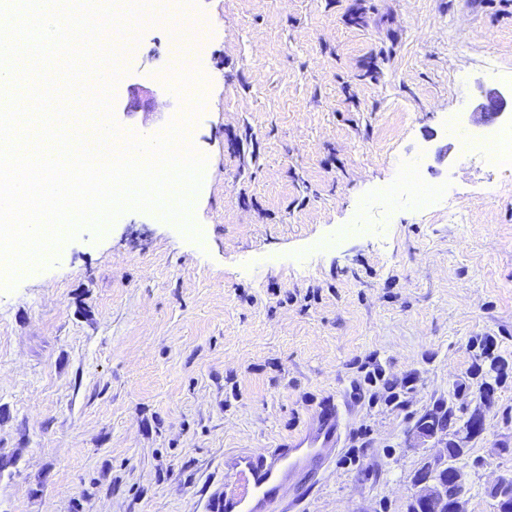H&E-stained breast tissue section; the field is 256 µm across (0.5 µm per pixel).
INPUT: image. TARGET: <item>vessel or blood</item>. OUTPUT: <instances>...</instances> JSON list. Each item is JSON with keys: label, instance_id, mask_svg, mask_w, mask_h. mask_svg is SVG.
Here are the masks:
<instances>
[{"label": "vessel or blood", "instance_id": "1", "mask_svg": "<svg viewBox=\"0 0 512 512\" xmlns=\"http://www.w3.org/2000/svg\"><path fill=\"white\" fill-rule=\"evenodd\" d=\"M346 412V403L325 397L296 432L265 448L226 455L224 490L207 512H293L335 460Z\"/></svg>", "mask_w": 512, "mask_h": 512}]
</instances>
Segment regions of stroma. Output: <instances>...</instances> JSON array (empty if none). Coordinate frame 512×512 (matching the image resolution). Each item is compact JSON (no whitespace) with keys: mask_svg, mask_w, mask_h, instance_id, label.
Listing matches in <instances>:
<instances>
[{"mask_svg":"<svg viewBox=\"0 0 512 512\" xmlns=\"http://www.w3.org/2000/svg\"><path fill=\"white\" fill-rule=\"evenodd\" d=\"M190 9L206 32L191 93L160 24L112 115L151 137L202 100L199 236L127 211L0 289V512H206L226 453L294 433L328 395L351 403L345 446L301 512H408L441 451L417 422L443 402L480 419L468 512H496L487 487L512 476V171L460 158L446 116L468 134L512 125V0ZM134 84L154 112L126 111ZM491 89L503 114L473 124ZM406 156L447 196L381 206Z\"/></svg>","mask_w":512,"mask_h":512,"instance_id":"obj_1","label":"stroma"}]
</instances>
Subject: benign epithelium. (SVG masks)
<instances>
[{
    "instance_id": "1",
    "label": "benign epithelium",
    "mask_w": 512,
    "mask_h": 512,
    "mask_svg": "<svg viewBox=\"0 0 512 512\" xmlns=\"http://www.w3.org/2000/svg\"><path fill=\"white\" fill-rule=\"evenodd\" d=\"M154 98L153 91L132 86L128 89L126 108L132 112H149ZM485 99L479 111L490 113L492 118L504 112L506 101L500 92L490 90L485 93ZM464 455L465 449L461 448L452 457L441 453L424 462L415 479V504L425 512H468V471Z\"/></svg>"
}]
</instances>
